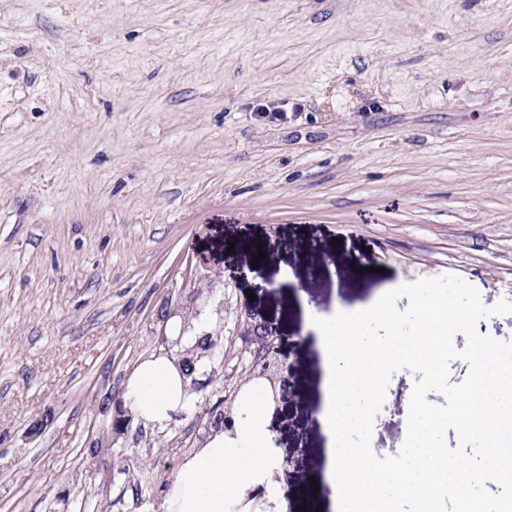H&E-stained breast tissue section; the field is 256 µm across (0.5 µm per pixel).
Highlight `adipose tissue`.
I'll use <instances>...</instances> for the list:
<instances>
[{
  "mask_svg": "<svg viewBox=\"0 0 512 512\" xmlns=\"http://www.w3.org/2000/svg\"><path fill=\"white\" fill-rule=\"evenodd\" d=\"M124 398L146 421L163 423L168 410L190 405L174 366L163 357L141 363L125 382ZM254 415L235 436L218 435L176 473L167 512H226L229 503L272 470L276 459L273 435L260 398H252Z\"/></svg>",
  "mask_w": 512,
  "mask_h": 512,
  "instance_id": "obj_1",
  "label": "adipose tissue"
}]
</instances>
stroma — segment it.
<instances>
[{
    "mask_svg": "<svg viewBox=\"0 0 512 512\" xmlns=\"http://www.w3.org/2000/svg\"><path fill=\"white\" fill-rule=\"evenodd\" d=\"M199 256L225 336L250 308L293 366L263 407L304 454L281 512H336L307 311L444 274L512 301V0H0V512H167L151 486L194 409L96 443Z\"/></svg>",
    "mask_w": 512,
    "mask_h": 512,
    "instance_id": "1",
    "label": "stroma"
}]
</instances>
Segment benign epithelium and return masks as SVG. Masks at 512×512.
<instances>
[{
  "label": "benign epithelium",
  "mask_w": 512,
  "mask_h": 512,
  "mask_svg": "<svg viewBox=\"0 0 512 512\" xmlns=\"http://www.w3.org/2000/svg\"><path fill=\"white\" fill-rule=\"evenodd\" d=\"M208 310L216 315L217 328L200 331L193 321ZM174 314L182 316V331L192 334L193 340L187 341L181 335L169 336L163 327L157 333L156 356H165L174 364L186 392L197 393L219 379L234 377V374L226 373L224 365V303L213 304L208 282L195 276L191 304L176 307ZM243 315L247 321L249 344L255 345V362L247 375L239 377L238 387L254 383L272 392L274 410L277 411L289 393L287 380L291 365L275 344L276 335L266 323L251 310H244ZM237 416L236 409L224 412L214 407L203 409L197 415L202 433L198 435L195 446L205 445L208 439L220 432L235 434Z\"/></svg>",
  "instance_id": "benign-epithelium-1"
}]
</instances>
